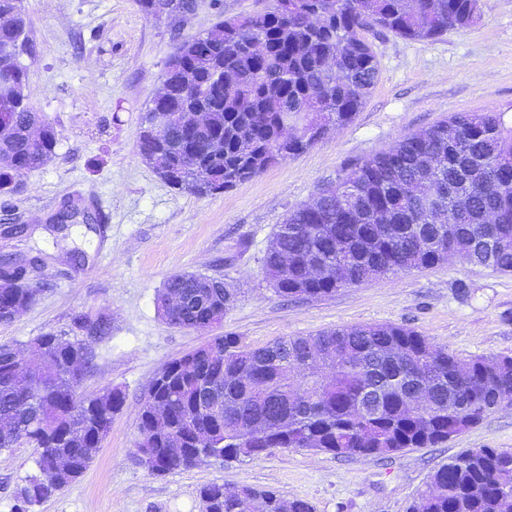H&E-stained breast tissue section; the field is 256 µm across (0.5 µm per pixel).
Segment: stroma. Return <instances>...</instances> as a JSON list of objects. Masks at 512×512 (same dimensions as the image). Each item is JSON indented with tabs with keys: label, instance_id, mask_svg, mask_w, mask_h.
Masks as SVG:
<instances>
[{
	"label": "stroma",
	"instance_id": "obj_1",
	"mask_svg": "<svg viewBox=\"0 0 512 512\" xmlns=\"http://www.w3.org/2000/svg\"><path fill=\"white\" fill-rule=\"evenodd\" d=\"M194 2L183 18L145 15L137 0L22 2L29 45L18 61L29 102L53 124L58 144L48 163L20 176L16 193L0 196V259L41 260L31 280L36 300L0 324V345L29 359L42 334L87 338L74 316L104 321L79 391L124 396L91 467L33 512H201L199 490L210 483L306 499L316 512H407L434 468L460 450L512 449V401L444 445L388 459L291 449L162 475L137 461L139 409L159 369L220 330L261 347L282 336L387 323L414 328L461 358L512 356V274L439 264L287 301L274 294L262 263L277 224L349 164L457 112H501L512 125V0H481L477 25L436 39L372 37L379 75L352 122L208 197L172 188L145 163L136 149L141 118L179 40L267 0ZM67 204L90 207L96 221L53 223ZM179 271L239 289L221 329H180L158 315L155 297ZM36 459L24 442L0 450V512H17L15 492L37 475Z\"/></svg>",
	"mask_w": 512,
	"mask_h": 512
}]
</instances>
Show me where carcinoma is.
Listing matches in <instances>:
<instances>
[{
    "label": "carcinoma",
    "mask_w": 512,
    "mask_h": 512,
    "mask_svg": "<svg viewBox=\"0 0 512 512\" xmlns=\"http://www.w3.org/2000/svg\"><path fill=\"white\" fill-rule=\"evenodd\" d=\"M481 0H270L259 12L220 20L204 34L185 38L170 57L163 89L151 100L141 128L165 114L159 145L138 136V153L160 177L183 171L176 188L212 196L250 180L280 160L314 145L333 127L350 122L373 87L379 62L366 33L379 31L425 41L475 25ZM27 22L0 24V77L12 79L13 95L0 102L9 119L0 126V194L15 192L16 176L41 168L54 154L57 133L27 101V71L18 62ZM204 113L195 123L192 114ZM293 138L283 146L286 130ZM212 173L197 178L191 163ZM440 207L431 224L428 196ZM493 211L500 224L485 223ZM316 259L330 274L308 277ZM455 259L512 273V127L498 112L454 114L430 129L400 137L388 150L351 166L317 199L298 206L278 225L263 257L266 279L281 298L328 296L412 268ZM22 266L0 270V323L31 305L36 289L21 280ZM238 292L195 272L171 275L158 292L159 314L177 328L220 325ZM57 368L32 378L0 346V450L24 438L38 453L39 475L17 488L19 512L55 495L90 467L110 431L122 393L83 397L72 366L92 368L91 352L54 343ZM326 367L307 369L320 357ZM167 380L155 392L163 424L143 407L138 433L165 472L192 467L200 451L216 459L260 458L276 450L305 448L337 457L385 458L407 448L444 444L476 427L499 400L512 398V356L460 359L418 331L367 324L283 336L258 348L226 332L167 364ZM221 397L206 413L196 411L198 381ZM425 389L420 411L414 395ZM59 414L83 433L72 445L41 435L43 419ZM211 433L197 447L192 427ZM179 440L184 455L168 454ZM62 450L69 464L51 465ZM223 486L199 490L201 512H246V500L265 499L281 512L273 490ZM407 512H512V450L468 448L429 476Z\"/></svg>",
    "instance_id": "1"
}]
</instances>
